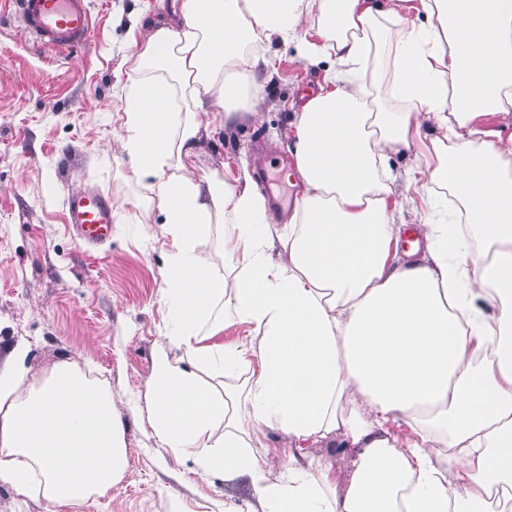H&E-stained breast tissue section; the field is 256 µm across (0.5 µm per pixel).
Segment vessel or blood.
<instances>
[{"label":"vessel or blood","instance_id":"vessel-or-blood-1","mask_svg":"<svg viewBox=\"0 0 512 512\" xmlns=\"http://www.w3.org/2000/svg\"><path fill=\"white\" fill-rule=\"evenodd\" d=\"M39 51L75 53L94 30L92 12L86 0H6ZM67 222L77 237L97 245L109 235L112 206L99 191L68 194Z\"/></svg>","mask_w":512,"mask_h":512}]
</instances>
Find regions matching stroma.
I'll use <instances>...</instances> for the list:
<instances>
[{"label":"stroma","mask_w":512,"mask_h":512,"mask_svg":"<svg viewBox=\"0 0 512 512\" xmlns=\"http://www.w3.org/2000/svg\"><path fill=\"white\" fill-rule=\"evenodd\" d=\"M181 0H91L95 28L71 57L34 50L13 20L0 22V365L29 347L32 382L66 360L109 388L122 425L127 467L121 481L76 512H256L245 480L193 474L151 434L144 395L157 345L171 327L164 302L171 248L151 194L131 172L117 133L125 57L142 45L143 25L176 21ZM269 59L249 79L261 90L258 117L201 143L190 173L266 169L262 196L297 202L284 177L293 160L282 139L295 112L324 83V65L303 58L299 42L258 38ZM280 142L269 150L270 139ZM88 187L112 203L110 237L86 246L65 221L69 190Z\"/></svg>","instance_id":"35a3bbf8"}]
</instances>
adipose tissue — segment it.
Here are the masks:
<instances>
[{
  "label": "adipose tissue",
  "instance_id": "obj_1",
  "mask_svg": "<svg viewBox=\"0 0 512 512\" xmlns=\"http://www.w3.org/2000/svg\"><path fill=\"white\" fill-rule=\"evenodd\" d=\"M404 3L181 0L180 25L149 26L126 59L122 148L172 240L175 328L154 356L148 422L196 475L249 478L261 512H512V0ZM314 12L320 39L302 50L327 62L330 89L294 115L302 194L272 224L249 170L229 185L187 166L257 110L246 46L292 41ZM376 33L386 104L360 71ZM420 141L396 177L391 156ZM400 180L448 189L458 207L406 220L389 205ZM228 217L234 274L220 278L196 250ZM410 228L423 253H399ZM228 313L252 327L230 350L212 341ZM28 353L15 346L0 369V484L75 507L125 470L112 393L67 362L31 386ZM228 358L244 379L219 393L202 374ZM269 429L354 449L344 485L327 463L310 475L303 455L270 474L251 452Z\"/></svg>",
  "mask_w": 512,
  "mask_h": 512
}]
</instances>
